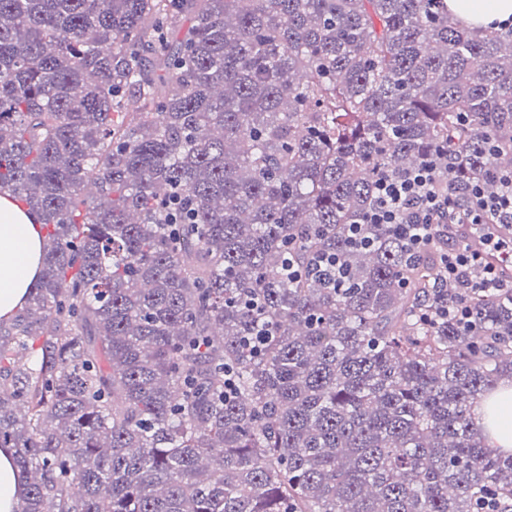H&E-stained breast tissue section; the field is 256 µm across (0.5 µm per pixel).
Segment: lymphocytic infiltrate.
<instances>
[{
    "label": "lymphocytic infiltrate",
    "instance_id": "obj_1",
    "mask_svg": "<svg viewBox=\"0 0 512 512\" xmlns=\"http://www.w3.org/2000/svg\"><path fill=\"white\" fill-rule=\"evenodd\" d=\"M371 220L397 228L409 253L429 242L432 225L447 222L468 228L483 248L449 250L442 258L447 278L462 280L465 289L488 291L505 287L497 266L484 260L485 253H499L512 263V238L498 235L501 227L512 229V176L501 189L487 195L480 183L448 184L436 180L431 166L424 165L397 178L379 179Z\"/></svg>",
    "mask_w": 512,
    "mask_h": 512
}]
</instances>
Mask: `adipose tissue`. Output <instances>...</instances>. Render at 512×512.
Returning a JSON list of instances; mask_svg holds the SVG:
<instances>
[{
	"label": "adipose tissue",
	"mask_w": 512,
	"mask_h": 512,
	"mask_svg": "<svg viewBox=\"0 0 512 512\" xmlns=\"http://www.w3.org/2000/svg\"><path fill=\"white\" fill-rule=\"evenodd\" d=\"M466 22L484 25L512 20V0H448ZM41 226L10 197L0 195V316L13 314L35 283L42 264ZM495 444L512 450V387H499L481 405Z\"/></svg>",
	"instance_id": "1"
}]
</instances>
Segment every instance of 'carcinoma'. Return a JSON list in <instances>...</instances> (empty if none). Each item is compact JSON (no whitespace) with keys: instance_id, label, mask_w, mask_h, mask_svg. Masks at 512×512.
I'll return each mask as SVG.
<instances>
[{"instance_id":"cac0c4a2","label":"carcinoma","mask_w":512,"mask_h":512,"mask_svg":"<svg viewBox=\"0 0 512 512\" xmlns=\"http://www.w3.org/2000/svg\"><path fill=\"white\" fill-rule=\"evenodd\" d=\"M425 162L512 173V26L446 0H0V194L46 229L0 318L14 512H512L475 413L512 383V288L464 293L462 325L448 227L412 257L368 221L377 179Z\"/></svg>"}]
</instances>
